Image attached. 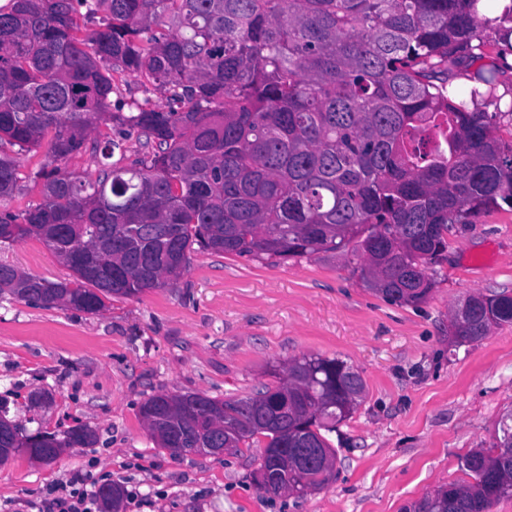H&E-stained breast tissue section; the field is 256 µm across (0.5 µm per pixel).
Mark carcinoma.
Segmentation results:
<instances>
[{
  "label": "carcinoma",
  "instance_id": "carcinoma-1",
  "mask_svg": "<svg viewBox=\"0 0 512 512\" xmlns=\"http://www.w3.org/2000/svg\"><path fill=\"white\" fill-rule=\"evenodd\" d=\"M481 0H11L0 8V145L45 147L42 202L0 213V243L43 241L74 274L46 282L0 264V293L87 313L114 296L162 288L199 250L280 261L333 253L361 260L363 282L392 301L418 305L428 274L467 216L512 209V142L494 134L495 114L456 102L448 59L464 65L470 96L494 84L485 57ZM99 28L82 31L76 14ZM161 86L166 109L132 103L112 111L114 74ZM110 121L119 139H91ZM144 153L108 163L131 135ZM100 154L94 179L62 169L71 155ZM20 181L0 156V198ZM450 324L455 343L512 324V292L469 295ZM337 358L304 355L274 366L277 384L246 398L158 394L141 415L161 450L224 443L232 452L266 439L264 452L306 445L328 450L327 434L349 418L365 391L359 372ZM74 427L63 438L38 432L23 448L34 458L93 443ZM472 478L449 483L402 512H491L512 496V426L488 448L461 459ZM288 470L289 491L327 481ZM100 498L119 512L123 490Z\"/></svg>",
  "mask_w": 512,
  "mask_h": 512
}]
</instances>
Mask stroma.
I'll return each mask as SVG.
<instances>
[{
    "label": "stroma",
    "mask_w": 512,
    "mask_h": 512,
    "mask_svg": "<svg viewBox=\"0 0 512 512\" xmlns=\"http://www.w3.org/2000/svg\"><path fill=\"white\" fill-rule=\"evenodd\" d=\"M488 61L503 65L480 108L512 140V23L483 26ZM20 189L0 211L42 201L32 178L45 149L8 144ZM0 263L49 282L72 272L40 240L0 244ZM424 303L387 300L355 264L323 255L274 265L195 253L173 285L115 297L95 314L0 295V401L20 435L92 431L51 463L20 453L0 463V512H43L79 480L124 489L120 512H401L425 493L465 482L460 460L489 447L512 411V324L455 344L449 318L475 292L512 291V210L481 212L448 233ZM304 355L338 358L366 383L329 439L336 476L305 497L268 496L253 481L263 451L223 456L160 450L140 407L166 393L242 398L268 370Z\"/></svg>",
    "instance_id": "35a3bbf8"
}]
</instances>
